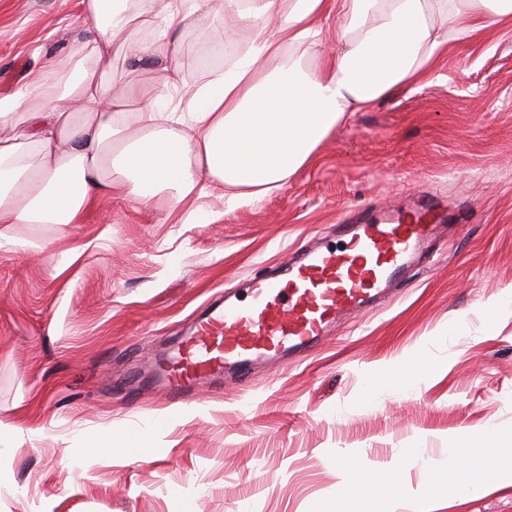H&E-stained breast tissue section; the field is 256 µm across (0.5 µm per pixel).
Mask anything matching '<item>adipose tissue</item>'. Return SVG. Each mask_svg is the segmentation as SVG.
I'll use <instances>...</instances> for the list:
<instances>
[{
    "label": "adipose tissue",
    "instance_id": "ef3b65f1",
    "mask_svg": "<svg viewBox=\"0 0 512 512\" xmlns=\"http://www.w3.org/2000/svg\"><path fill=\"white\" fill-rule=\"evenodd\" d=\"M211 2L78 0L89 29L78 60L0 96V225L78 224L103 197L161 198L182 223H208L200 199L221 196L230 212L282 188L348 113L415 84L448 41L512 19V0H224L248 44L189 87L175 35ZM157 24L146 44L128 33ZM117 49L118 89L102 78ZM153 62L162 73L148 87L140 76ZM137 98L148 107L127 116ZM397 481L346 467L330 512H352L348 492L364 484L393 512Z\"/></svg>",
    "mask_w": 512,
    "mask_h": 512
}]
</instances>
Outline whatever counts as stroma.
Returning <instances> with one entry per match:
<instances>
[{
  "instance_id": "stroma-1",
  "label": "stroma",
  "mask_w": 512,
  "mask_h": 512,
  "mask_svg": "<svg viewBox=\"0 0 512 512\" xmlns=\"http://www.w3.org/2000/svg\"><path fill=\"white\" fill-rule=\"evenodd\" d=\"M0 27V95L88 34L77 0H0ZM219 35L184 33L187 84ZM408 191L458 223L308 359L177 412L141 374L215 294ZM202 204L213 223L112 198L80 224L0 226L20 241L0 250V512H326L341 462L402 459L396 512H512L493 471L512 462V21L450 41L413 87L350 113L280 190L231 213ZM414 355L417 379L369 391ZM155 416L149 455L90 452ZM489 428L496 453L449 469V446ZM465 481L482 493L460 497Z\"/></svg>"
}]
</instances>
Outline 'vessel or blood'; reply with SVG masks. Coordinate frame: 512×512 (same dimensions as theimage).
I'll use <instances>...</instances> for the list:
<instances>
[{"label":"vessel or blood","instance_id":"obj_1","mask_svg":"<svg viewBox=\"0 0 512 512\" xmlns=\"http://www.w3.org/2000/svg\"><path fill=\"white\" fill-rule=\"evenodd\" d=\"M446 221L421 196L404 210L362 212L342 225L341 246L300 248L281 265L215 299L174 343L158 371L172 404L196 397L205 381L247 384L262 363L308 358L344 318L372 310L432 245Z\"/></svg>","mask_w":512,"mask_h":512}]
</instances>
